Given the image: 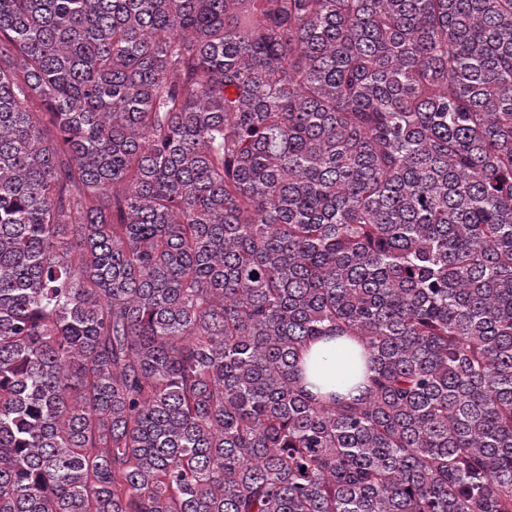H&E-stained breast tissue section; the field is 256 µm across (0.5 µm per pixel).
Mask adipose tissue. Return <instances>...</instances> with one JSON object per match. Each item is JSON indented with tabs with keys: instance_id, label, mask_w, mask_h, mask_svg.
Instances as JSON below:
<instances>
[{
	"instance_id": "obj_1",
	"label": "adipose tissue",
	"mask_w": 512,
	"mask_h": 512,
	"mask_svg": "<svg viewBox=\"0 0 512 512\" xmlns=\"http://www.w3.org/2000/svg\"><path fill=\"white\" fill-rule=\"evenodd\" d=\"M359 348V343L351 338H323L309 345L303 360L305 363L314 364L316 370L325 371L332 379L337 380L336 394L350 400L358 397L365 387L369 374L366 357H359L353 379L343 383L339 377L347 368L346 354L352 350L358 352Z\"/></svg>"
}]
</instances>
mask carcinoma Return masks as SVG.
Returning <instances> with one entry per match:
<instances>
[{
    "mask_svg": "<svg viewBox=\"0 0 512 512\" xmlns=\"http://www.w3.org/2000/svg\"><path fill=\"white\" fill-rule=\"evenodd\" d=\"M0 512H512V0H0ZM349 349L354 350L358 355V364L355 377L345 384H341L340 375L348 370L347 361L342 355L350 359ZM303 360L306 366L314 362L318 377L330 387L321 386L320 383L307 371L304 380V388L315 396L335 392L341 398L350 400L358 397L364 390L367 376L371 373L367 369V355L361 345L352 338H323L309 345L304 352ZM323 370L331 376L334 383L326 382L320 375ZM336 381L339 382L336 387ZM335 386V387H331Z\"/></svg>",
    "mask_w": 512,
    "mask_h": 512,
    "instance_id": "cac0c4a2",
    "label": "carcinoma"
}]
</instances>
